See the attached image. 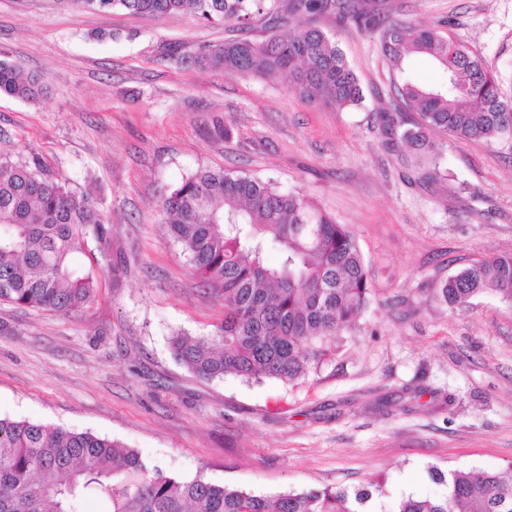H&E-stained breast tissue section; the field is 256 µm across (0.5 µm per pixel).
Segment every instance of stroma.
I'll use <instances>...</instances> for the list:
<instances>
[{
    "mask_svg": "<svg viewBox=\"0 0 512 512\" xmlns=\"http://www.w3.org/2000/svg\"><path fill=\"white\" fill-rule=\"evenodd\" d=\"M407 26L451 22L512 96V0H361ZM356 74L361 105L307 103L290 82L168 61L229 38L191 14L138 16L0 0V52L41 74L34 103L0 96V152L39 154L111 229L84 313L0 302V416L89 431L163 474H202L274 496L382 479L376 505L446 494L431 467L512 466V303L465 310L441 288L475 261L512 252V140L431 139L448 178L423 185L407 147L386 149L377 116L393 70L377 36L320 18ZM273 180L355 236L371 301L326 341L305 377L202 380L172 334L209 336L224 307L171 236L161 200L198 169ZM119 274H112L111 263Z\"/></svg>",
    "mask_w": 512,
    "mask_h": 512,
    "instance_id": "obj_1",
    "label": "stroma"
}]
</instances>
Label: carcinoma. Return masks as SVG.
Here are the masks:
<instances>
[{
	"label": "carcinoma",
	"instance_id": "cac0c4a2",
	"mask_svg": "<svg viewBox=\"0 0 512 512\" xmlns=\"http://www.w3.org/2000/svg\"><path fill=\"white\" fill-rule=\"evenodd\" d=\"M97 11L139 15L190 12L207 22L245 26L265 21L260 40L235 38L203 47L195 56L167 53L231 76L277 79L286 74L309 103L338 109L363 99L343 52L314 21L324 15L378 33L379 50L398 72L410 55L424 56L445 73L428 88L408 78L392 82L393 103L379 113L386 144L402 142L422 160L427 183L443 178L431 130L460 142L512 138V97L483 59L443 35L440 25L405 27L358 0H56ZM44 93L39 75L25 73L0 54V95L34 102ZM416 112L409 126L400 119ZM169 230L194 273L224 303L213 336L179 332L171 338L177 362L204 380L233 374L246 380H295L322 356L313 344L355 324L369 304L367 273L356 239L344 224L273 183L224 170L200 169L162 200ZM110 259V231L89 198L43 164L38 154L13 161L0 156V301L69 315L94 303L97 282L83 264L88 243ZM273 247L280 261L269 265ZM492 292L512 302V253L475 262L448 278L441 294L466 307ZM442 497H402L395 512H512V472L432 469ZM383 483L353 488L290 490L272 498L219 486L204 475H164L132 448L88 431L0 417V512H86L91 500L109 512H369Z\"/></svg>",
	"mask_w": 512,
	"mask_h": 512
}]
</instances>
